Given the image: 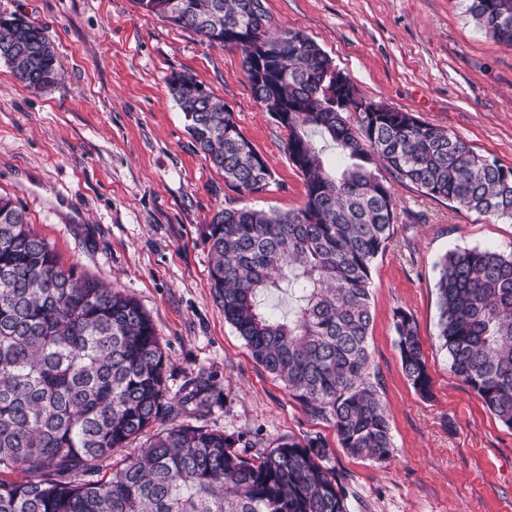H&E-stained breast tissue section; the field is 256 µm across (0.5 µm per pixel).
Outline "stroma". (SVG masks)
Wrapping results in <instances>:
<instances>
[{"mask_svg":"<svg viewBox=\"0 0 512 512\" xmlns=\"http://www.w3.org/2000/svg\"><path fill=\"white\" fill-rule=\"evenodd\" d=\"M275 27L315 41L360 94L447 129L512 168V47L477 29L463 0H266ZM0 16L39 27L60 81L36 91L0 62V195L18 202L62 268L136 298L168 356L178 393L197 374L223 393L203 419L241 435L256 455L283 439L321 438L343 475L347 512H512V430L450 369L437 340L438 259L512 250V222L451 207L395 184L393 240L372 271L371 373L386 404L394 454L375 462L339 448L252 359L213 298L204 231L224 208L303 206L288 135L255 102L240 52L147 14L136 0H0ZM186 71L232 109L275 181L229 189L196 149L167 88ZM420 215L417 224L408 214ZM419 328L430 397L401 367L393 314Z\"/></svg>","mask_w":512,"mask_h":512,"instance_id":"stroma-1","label":"stroma"}]
</instances>
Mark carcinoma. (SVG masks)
<instances>
[{
    "label": "carcinoma",
    "instance_id": "cac0c4a2",
    "mask_svg": "<svg viewBox=\"0 0 512 512\" xmlns=\"http://www.w3.org/2000/svg\"><path fill=\"white\" fill-rule=\"evenodd\" d=\"M254 0H137L140 8L243 56L254 99L294 108L288 159L305 186L288 212L224 208L206 225L214 297L252 358L301 406L329 421L347 454L392 456L390 417L371 380L374 262L394 235L391 181L457 208L512 221V170L410 112L333 106L326 89L351 79L303 32L273 31ZM465 13L512 46V0H465ZM0 61L28 87L58 79L54 45L36 27L0 17ZM167 87L195 146L240 194L274 182L264 156L224 102L186 72ZM318 132L337 149L325 166ZM439 340L451 371L512 429V252L451 251L439 262ZM294 304L271 312L272 291ZM402 370L430 396L414 317L393 315ZM156 328L130 295L63 269L23 210L0 196V512H347L343 476L318 438L290 439L256 457L204 424L221 401L199 373L172 395ZM144 439L99 476L101 463ZM21 481L2 478L16 469Z\"/></svg>",
    "mask_w": 512,
    "mask_h": 512
}]
</instances>
